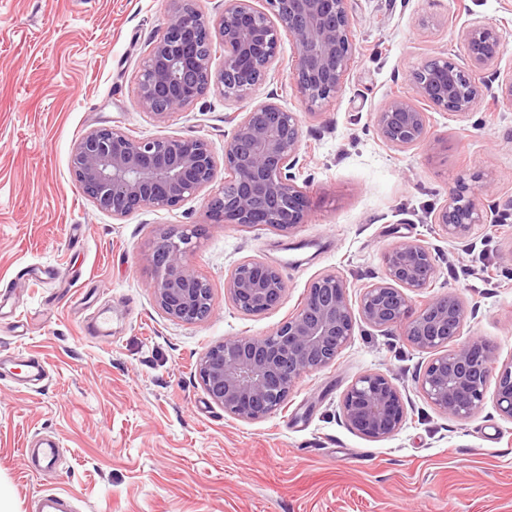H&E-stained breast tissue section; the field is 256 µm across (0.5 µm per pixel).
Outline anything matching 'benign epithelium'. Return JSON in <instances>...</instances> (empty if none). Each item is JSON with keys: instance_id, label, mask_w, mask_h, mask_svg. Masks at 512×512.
Wrapping results in <instances>:
<instances>
[{"instance_id": "obj_1", "label": "benign epithelium", "mask_w": 512, "mask_h": 512, "mask_svg": "<svg viewBox=\"0 0 512 512\" xmlns=\"http://www.w3.org/2000/svg\"><path fill=\"white\" fill-rule=\"evenodd\" d=\"M196 2L168 0L170 18L136 74V100L159 121L193 105L213 86L242 104L230 117L234 126L223 161L203 137L135 138L119 126H101L75 143L73 179L97 209L123 219L148 208H176L213 184L222 170L220 187L206 199L207 224L287 234L307 223L311 211L310 196L298 184L301 124L273 98L254 104L251 96L266 82L286 35L295 44L290 80L296 95L310 108L335 101L357 50L349 0H264V9L254 0H224V10L213 19ZM462 37L467 66L440 56L428 59L407 75L412 93L389 98L376 112L387 145L428 144L427 107L462 116L479 99L498 97L493 83L500 77L494 69L499 34L473 24ZM216 41L224 56L214 69L207 46ZM499 213L491 181L474 187L460 182L433 223L448 240L466 243L474 225ZM205 228H161L146 254L153 301L173 322L198 324L212 314L211 285L189 262L193 239ZM389 254L384 276L360 294L358 312L347 280L325 273L310 282L302 307L271 335L226 336L208 348L196 372L210 398L236 419L266 418L288 401L304 374L335 362L360 320L376 329L400 326L413 347L430 354L418 386L435 409L456 419L470 417L483 407L493 379V404L512 420V359L494 375V345L483 339L456 342L464 316L456 293L436 296L413 311L408 292L428 287L436 274L428 247L407 241ZM224 288L246 315L278 308L287 293L279 268L256 259L238 263ZM341 412L349 428L372 440L393 435L407 420L400 388L381 371H368L347 387Z\"/></svg>"}]
</instances>
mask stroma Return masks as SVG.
<instances>
[{"label": "stroma", "mask_w": 512, "mask_h": 512, "mask_svg": "<svg viewBox=\"0 0 512 512\" xmlns=\"http://www.w3.org/2000/svg\"><path fill=\"white\" fill-rule=\"evenodd\" d=\"M357 45L341 96L309 114L290 85L294 45L283 39L254 101L277 95L301 122V178L312 200L289 234L206 224V196L123 219L97 209L71 174L74 144L118 125L136 137L208 139L223 156L239 103L209 90L158 121L141 110L135 76L166 0H0V500L36 512L48 492L75 512H512V421L493 402L459 420L417 384L427 353L400 328L358 324L336 361L303 376L265 419L225 413L196 363L227 336H267L297 311L316 276L347 279L351 297L384 273L395 245L428 246L437 273L413 309L453 291L460 341L484 339L512 358V223L478 224L472 250L432 217L457 180L481 172L512 199V108L480 99L471 114L429 113L433 149L386 145L375 114L409 94L406 74L433 56L464 63L463 27H495L501 72H512V0H352ZM206 229L192 267L213 289L195 325L154 306L144 251L161 228ZM276 265L283 304L238 312L224 281L240 261ZM38 356L44 375L19 379ZM382 371L402 390L403 427L371 440L344 422L340 400L359 375ZM60 443L55 468L23 461L35 437Z\"/></svg>", "instance_id": "1"}]
</instances>
